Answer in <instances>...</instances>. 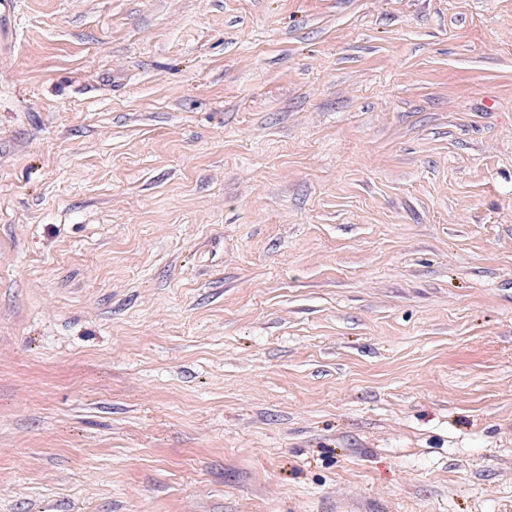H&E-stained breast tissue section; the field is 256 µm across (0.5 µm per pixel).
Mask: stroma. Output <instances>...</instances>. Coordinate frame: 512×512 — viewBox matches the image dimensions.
Instances as JSON below:
<instances>
[{
    "instance_id": "obj_1",
    "label": "stroma",
    "mask_w": 512,
    "mask_h": 512,
    "mask_svg": "<svg viewBox=\"0 0 512 512\" xmlns=\"http://www.w3.org/2000/svg\"><path fill=\"white\" fill-rule=\"evenodd\" d=\"M0 512H512V0H17Z\"/></svg>"
}]
</instances>
